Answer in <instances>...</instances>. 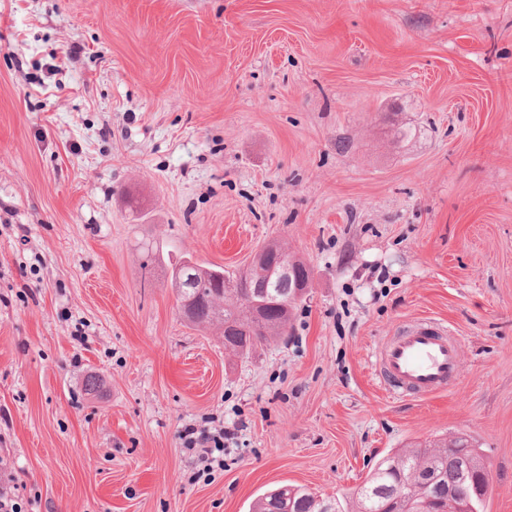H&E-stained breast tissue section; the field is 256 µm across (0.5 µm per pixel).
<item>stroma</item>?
I'll return each instance as SVG.
<instances>
[{
  "instance_id": "35a3bbf8",
  "label": "stroma",
  "mask_w": 512,
  "mask_h": 512,
  "mask_svg": "<svg viewBox=\"0 0 512 512\" xmlns=\"http://www.w3.org/2000/svg\"><path fill=\"white\" fill-rule=\"evenodd\" d=\"M310 270L238 357L182 257ZM152 264H145V257ZM422 316L463 376L393 400ZM100 377L87 392L88 375ZM242 422L206 473L185 425ZM463 434L512 512V0H0V479L19 512H250ZM375 373L392 399H428L461 379L460 341L439 320L417 319L378 347Z\"/></svg>"
}]
</instances>
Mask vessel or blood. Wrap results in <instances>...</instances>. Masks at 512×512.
<instances>
[{"instance_id": "obj_1", "label": "vessel or blood", "mask_w": 512, "mask_h": 512, "mask_svg": "<svg viewBox=\"0 0 512 512\" xmlns=\"http://www.w3.org/2000/svg\"><path fill=\"white\" fill-rule=\"evenodd\" d=\"M375 373L391 398H430L461 379L460 341L439 320H415L378 347Z\"/></svg>"}]
</instances>
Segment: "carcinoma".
Here are the masks:
<instances>
[{
	"label": "carcinoma",
	"instance_id": "cac0c4a2",
	"mask_svg": "<svg viewBox=\"0 0 512 512\" xmlns=\"http://www.w3.org/2000/svg\"><path fill=\"white\" fill-rule=\"evenodd\" d=\"M195 296L191 322L218 324L224 334V347L246 356L255 347L284 335L291 312L267 307L258 315L249 305L250 294L264 281V268L229 273L222 268L194 264ZM473 465L471 475L484 466L483 450L456 435L441 438L424 448H401L383 458L370 471L362 486L333 500L319 498L309 489L282 485L264 494L252 512H415L432 505L444 510L448 503L468 499L475 512H484L488 485L477 493L464 489V461L461 451ZM412 469L423 474V483L410 487L403 496L395 495L400 475Z\"/></svg>",
	"mask_w": 512,
	"mask_h": 512
}]
</instances>
